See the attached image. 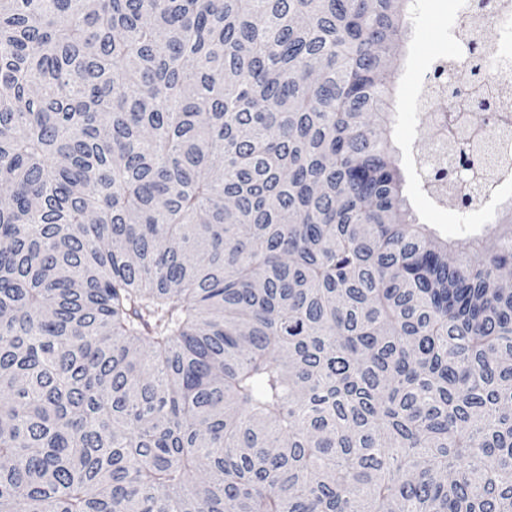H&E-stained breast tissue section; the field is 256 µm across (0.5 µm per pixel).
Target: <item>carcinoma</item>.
I'll return each instance as SVG.
<instances>
[{"instance_id":"1","label":"carcinoma","mask_w":512,"mask_h":512,"mask_svg":"<svg viewBox=\"0 0 512 512\" xmlns=\"http://www.w3.org/2000/svg\"><path fill=\"white\" fill-rule=\"evenodd\" d=\"M404 2L0 0V512H512V203L415 222Z\"/></svg>"}]
</instances>
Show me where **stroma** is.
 Instances as JSON below:
<instances>
[{
    "instance_id": "35a3bbf8",
    "label": "stroma",
    "mask_w": 512,
    "mask_h": 512,
    "mask_svg": "<svg viewBox=\"0 0 512 512\" xmlns=\"http://www.w3.org/2000/svg\"><path fill=\"white\" fill-rule=\"evenodd\" d=\"M407 22L404 48L390 63L397 85L391 140L400 157L405 195L418 223L428 225L440 239L484 236L493 224L496 203L511 202L512 192L496 194L482 213L459 212L423 188L415 163L416 154L437 140L433 123L418 111L416 100L433 57L452 54L456 48L455 0H410Z\"/></svg>"
}]
</instances>
